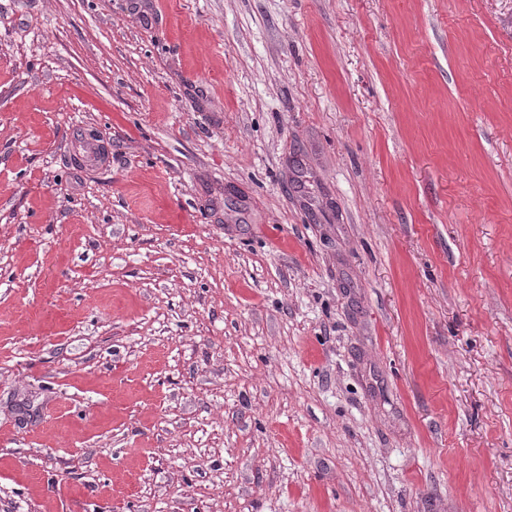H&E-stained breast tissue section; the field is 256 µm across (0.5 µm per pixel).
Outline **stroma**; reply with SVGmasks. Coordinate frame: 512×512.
Instances as JSON below:
<instances>
[{"mask_svg":"<svg viewBox=\"0 0 512 512\" xmlns=\"http://www.w3.org/2000/svg\"><path fill=\"white\" fill-rule=\"evenodd\" d=\"M0 512H512V0H0Z\"/></svg>","mask_w":512,"mask_h":512,"instance_id":"obj_1","label":"stroma"}]
</instances>
